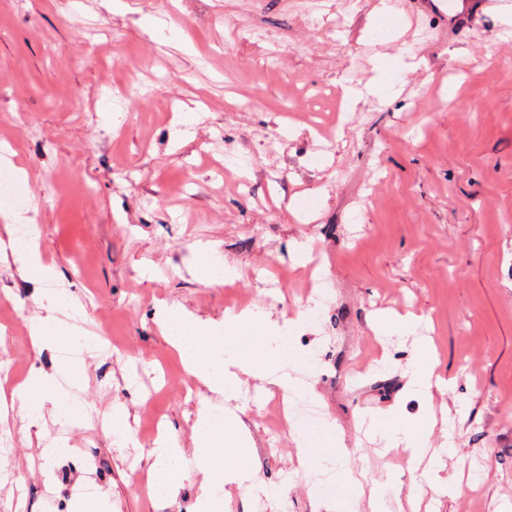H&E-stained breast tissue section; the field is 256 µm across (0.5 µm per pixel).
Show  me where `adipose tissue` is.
<instances>
[{"mask_svg": "<svg viewBox=\"0 0 512 512\" xmlns=\"http://www.w3.org/2000/svg\"><path fill=\"white\" fill-rule=\"evenodd\" d=\"M256 316V311L248 309L228 311L223 321L210 323L175 306H161L158 312L159 322L178 349L186 369L228 403L237 399L239 386L247 377L277 387L283 393L288 390V380L280 374L277 365L280 355L277 344L287 340L301 321L268 319L264 322L263 335L252 337L248 331ZM13 395L20 400L28 422L33 424L43 419L45 411L57 415L69 412L68 407L55 399L54 379L45 375H33ZM241 426L240 417L221 420L212 406L201 405L194 425V459L201 476L194 512H221L222 502L217 496L221 490L245 488L257 495L266 494V487L254 472L240 463L215 467L206 460L223 430H237ZM149 458L157 493L167 499L176 498L186 476L181 469L185 455L177 440L169 433L160 434Z\"/></svg>", "mask_w": 512, "mask_h": 512, "instance_id": "adipose-tissue-1", "label": "adipose tissue"}]
</instances>
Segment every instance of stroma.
Masks as SVG:
<instances>
[{"mask_svg":"<svg viewBox=\"0 0 512 512\" xmlns=\"http://www.w3.org/2000/svg\"><path fill=\"white\" fill-rule=\"evenodd\" d=\"M0 0V210L38 227L40 264L0 259V357L14 385L31 373L69 385L79 423L0 410L15 447L0 468V512H72L89 484L115 512H192L198 476L158 508L146 479L157 411L183 448L207 387L187 380L156 318L160 303L203 320L258 305L301 309L305 273L291 244L320 248L326 295L298 330L305 396L340 444L315 449L352 488L402 481L387 512H505L512 505V9L445 29L419 0ZM353 88L352 100L343 97ZM194 116L188 137L178 120ZM241 157L217 183L210 159ZM32 196L31 207L19 206ZM209 242L237 271L210 286L193 247ZM47 289L81 301L88 332L113 356L84 353L65 374L58 346L28 320ZM412 313L381 333L380 314ZM433 343L453 388L410 391L418 340ZM282 394L248 380V431L214 449L288 512H312L322 484L296 463ZM123 407L137 447L97 432L86 412ZM423 421L426 452L390 457L363 415ZM70 454L43 458L52 435ZM494 456L483 494H449Z\"/></svg>","mask_w":512,"mask_h":512,"instance_id":"35a3bbf8","label":"stroma"}]
</instances>
